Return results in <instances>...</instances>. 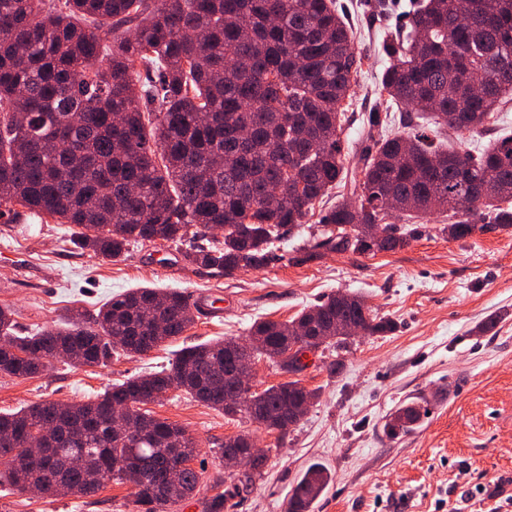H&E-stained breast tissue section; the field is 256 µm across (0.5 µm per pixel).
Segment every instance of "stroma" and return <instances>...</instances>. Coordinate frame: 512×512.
<instances>
[{
    "label": "stroma",
    "mask_w": 512,
    "mask_h": 512,
    "mask_svg": "<svg viewBox=\"0 0 512 512\" xmlns=\"http://www.w3.org/2000/svg\"><path fill=\"white\" fill-rule=\"evenodd\" d=\"M411 0H336L355 31L361 64L346 107L342 135L346 155L365 146L366 135L403 133L400 106H385L381 75L388 64L382 43L405 26ZM389 112L373 127L374 113ZM448 219H421L403 249L366 254L328 253L299 263L295 256L320 225H302L278 244L261 269L224 276L187 265L192 239L131 245L110 261L78 251L75 228L46 217L0 223V307H8L20 335L43 330L68 311L98 314L113 295L134 288H176L187 300L205 297L183 336L144 356L113 358L104 366L60 363L27 378L0 374V412L56 400L87 401L111 384L170 368L184 346L220 338H244L259 320L292 319L338 292L361 296L394 331L352 339L348 348L316 352L299 374L318 397L286 436L196 401L179 389L148 404L154 416L183 427L195 440L194 468L203 482L189 500L168 512H199V504L224 490L217 455L226 437L248 434L268 457L263 479L237 498L232 512H287L291 491L313 463L332 482L312 512H436L444 498L461 512H482L464 500L476 486L512 494V226L451 240ZM494 328H487L489 319ZM338 363L330 371V363ZM427 411L419 427L388 436L386 416L400 403ZM0 512H135L133 489L107 483L95 496L51 498L0 485Z\"/></svg>",
    "instance_id": "stroma-1"
}]
</instances>
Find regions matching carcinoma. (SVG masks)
I'll return each mask as SVG.
<instances>
[{
  "label": "carcinoma",
  "instance_id": "cac0c4a2",
  "mask_svg": "<svg viewBox=\"0 0 512 512\" xmlns=\"http://www.w3.org/2000/svg\"><path fill=\"white\" fill-rule=\"evenodd\" d=\"M351 44L334 0H0V200L74 225L78 249L110 260L132 244L199 237L207 244L185 254L186 263L226 276L267 265L275 243L348 182L355 201L317 214L324 231L301 261L403 248L413 232L388 223L391 211L409 219L447 213L453 222L443 232L454 240L511 226L512 134L476 153L435 138L445 128L486 132L507 103L512 0H423L414 9L409 31L384 44L382 86L416 113L402 115L406 134L367 146L350 178L341 135L358 69ZM285 175L288 198L266 204ZM366 224L387 233L368 244L360 237ZM338 318L362 322L369 336L393 330L361 297L331 295L290 321L254 323L249 335L261 344L250 352L230 338L189 345L168 373L114 384L88 402L42 401L0 414V459L9 461L0 484L65 497L93 496L116 481L133 487L138 512H166L193 497L203 471L190 466L196 445L184 428L142 406L175 387L284 436L299 381L230 406L225 394L238 384L226 370L262 359L297 375L303 366L292 345L345 346ZM193 323L175 289L126 291L91 320L75 311L30 336L18 335L13 311L0 307V373L31 377L51 359L104 366L117 353L146 355ZM120 406L122 434L112 428ZM421 416L417 403H403L385 429L411 432ZM45 434L51 454L29 457L31 441ZM250 451L251 437L239 434L219 454ZM75 455L86 465L70 466ZM266 460L252 457L253 473L207 500V512L230 509ZM330 482L324 465H310L288 512H309Z\"/></svg>",
  "mask_w": 512,
  "mask_h": 512
}]
</instances>
